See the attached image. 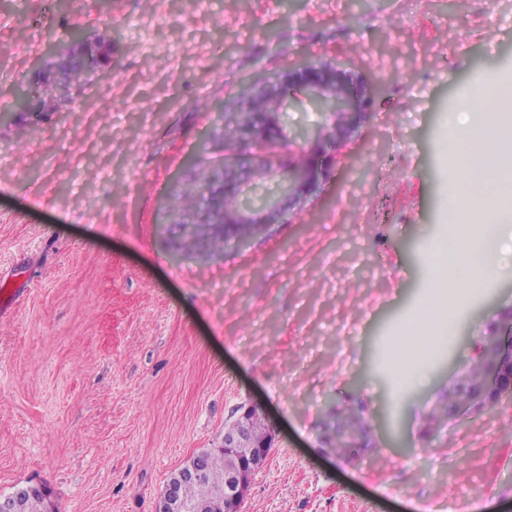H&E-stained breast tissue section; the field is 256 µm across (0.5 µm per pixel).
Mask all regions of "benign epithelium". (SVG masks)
<instances>
[{
  "mask_svg": "<svg viewBox=\"0 0 512 512\" xmlns=\"http://www.w3.org/2000/svg\"><path fill=\"white\" fill-rule=\"evenodd\" d=\"M375 95V89L351 73L329 64L312 66L301 62L267 82L263 100L274 105L285 97L294 104L313 102L322 111L334 113V123L327 128L314 129L304 138H290L292 146L299 143L309 146V154L302 161L286 160L280 155L267 156L265 166L255 172L254 179L278 176L282 178L285 188L266 208L250 210L235 204L224 207V231L232 233L236 247L246 246L253 237L264 233L269 225L275 223L284 214L283 204H288V208L292 209L321 189L330 178L333 163V158L324 148L355 132L369 112ZM285 160L288 161L286 167L282 166ZM239 182L240 153L226 150L224 189L229 191ZM478 356L484 363L485 382L472 392L471 404L456 410L458 417L468 416L504 391L512 390V312L502 318L493 334L481 342ZM274 440L275 432L270 428L266 441L255 446L251 455L229 472L225 480L224 512H240L251 480L266 463ZM204 474L201 458L198 457L178 470V479L181 482H199ZM34 487L45 497L46 512H55L52 490L41 482L18 488L6 496L0 495V512H20V499ZM156 512H192V508L181 499L177 485L168 484Z\"/></svg>",
  "mask_w": 512,
  "mask_h": 512,
  "instance_id": "benign-epithelium-1",
  "label": "benign epithelium"
}]
</instances>
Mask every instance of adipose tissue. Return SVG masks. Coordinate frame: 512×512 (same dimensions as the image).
Returning <instances> with one entry per match:
<instances>
[{"instance_id":"adipose-tissue-1","label":"adipose tissue","mask_w":512,"mask_h":512,"mask_svg":"<svg viewBox=\"0 0 512 512\" xmlns=\"http://www.w3.org/2000/svg\"><path fill=\"white\" fill-rule=\"evenodd\" d=\"M448 126L461 128L468 136L461 153L464 197L448 204L454 230L447 256L449 266L460 273L456 293L466 300L496 273L487 260V242L503 237L502 225L512 207V96L486 88L469 113H449ZM451 323L447 299L428 300L416 326L399 338L401 383L423 381L422 362L437 335L446 333Z\"/></svg>"}]
</instances>
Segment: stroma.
<instances>
[{"label": "stroma", "mask_w": 512, "mask_h": 512, "mask_svg": "<svg viewBox=\"0 0 512 512\" xmlns=\"http://www.w3.org/2000/svg\"><path fill=\"white\" fill-rule=\"evenodd\" d=\"M112 33L78 103L0 123V493L155 512L245 402L276 437L242 512H512V393L436 426L512 276L490 277L402 386L459 186L445 123L512 87V0H0V107L72 27ZM307 60L381 87L322 190L241 252L186 258L170 194L241 83ZM366 431L337 454L328 425Z\"/></svg>", "instance_id": "stroma-1"}]
</instances>
